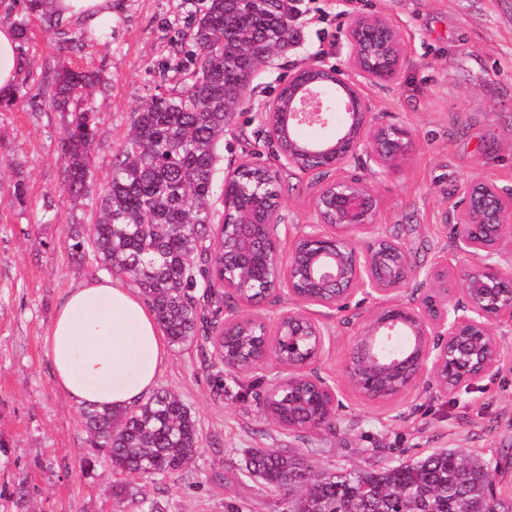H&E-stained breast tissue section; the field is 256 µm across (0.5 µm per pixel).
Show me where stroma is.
Instances as JSON below:
<instances>
[{
    "instance_id": "1",
    "label": "stroma",
    "mask_w": 512,
    "mask_h": 512,
    "mask_svg": "<svg viewBox=\"0 0 512 512\" xmlns=\"http://www.w3.org/2000/svg\"><path fill=\"white\" fill-rule=\"evenodd\" d=\"M339 2L300 0V37L255 72L217 146L216 182L253 153L277 164L262 106L293 71L315 58L348 68L349 18ZM26 4L0 0V22L28 29L12 103L0 108V512H128L113 494L118 476L108 461L89 458L81 408L55 386L45 350L65 292L105 275L94 257L80 266L71 257L72 227L93 224L94 201L64 190L65 117L50 106V85L64 67L105 78L82 96L98 112L90 167L103 183L134 111L185 87L175 43L191 6L117 0L101 37ZM355 12L387 18L407 55L395 84L367 91L378 122L403 123L414 137L401 167L380 169L365 156L358 163L382 200L380 230L405 243L419 271L443 257L464 272L473 259L457 249L447 220L457 185L512 187V0H355ZM316 189L315 174L283 170L289 236L316 223ZM381 304L359 293L340 310L311 307L330 337L313 369L340 401L316 431H288L269 418L263 401L282 373L275 361L238 373L206 337L169 347L158 384L190 409L201 451L188 468L146 484V498L159 512H288L287 496L248 472L255 448L308 459L319 471L380 469L455 448L496 462L492 485L512 497V322L493 328L505 354L496 379L444 394L425 378L412 393L369 400L351 386L346 364L361 323Z\"/></svg>"
}]
</instances>
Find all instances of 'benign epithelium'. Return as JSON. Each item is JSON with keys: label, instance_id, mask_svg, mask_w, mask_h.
<instances>
[{"label": "benign epithelium", "instance_id": "1", "mask_svg": "<svg viewBox=\"0 0 512 512\" xmlns=\"http://www.w3.org/2000/svg\"><path fill=\"white\" fill-rule=\"evenodd\" d=\"M350 66L342 70L314 61L288 79V92L263 105L268 139L283 165L321 176L314 197L318 223L295 236L282 259L283 215L279 198L268 201L259 220L249 214L216 225L213 242L224 241V290L258 288L259 299L287 291L293 307L273 324L254 312L257 302L236 299L242 311L224 318L212 337L222 353L232 330L246 322L261 327L259 340L245 356L253 370L270 359L288 371L267 397L301 382L326 402V412L309 416L305 430L325 424L335 412V389L311 367L325 351L326 333L307 311L336 308L362 292L384 305L361 324L346 373L363 397L382 400L415 390L428 373L444 393L496 378L503 348L493 325L512 321V189L479 180L462 182L454 194L450 233L473 266L454 287L455 272L438 259L425 273L419 295L404 302L402 293L418 277L400 238L379 231L381 199L351 171L364 151L380 168L403 164L413 134L404 124L377 123L366 88L395 83L405 49L393 26L381 16L359 17L347 27ZM341 91L345 112L335 116L326 90ZM329 135L311 144L297 136L303 126Z\"/></svg>", "mask_w": 512, "mask_h": 512}]
</instances>
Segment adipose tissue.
<instances>
[{"instance_id": "1", "label": "adipose tissue", "mask_w": 512, "mask_h": 512, "mask_svg": "<svg viewBox=\"0 0 512 512\" xmlns=\"http://www.w3.org/2000/svg\"><path fill=\"white\" fill-rule=\"evenodd\" d=\"M113 0H47L57 18L94 28L112 20ZM21 43L0 24V100L13 97ZM54 381L80 406L126 407L156 387L168 357L164 333L133 288L118 279L68 289L45 339Z\"/></svg>"}]
</instances>
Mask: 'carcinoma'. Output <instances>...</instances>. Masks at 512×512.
Here are the masks:
<instances>
[{"mask_svg":"<svg viewBox=\"0 0 512 512\" xmlns=\"http://www.w3.org/2000/svg\"><path fill=\"white\" fill-rule=\"evenodd\" d=\"M189 42L181 52L193 65L179 96L155 95L133 112L130 134L104 184L93 186L88 165L98 117L69 111L75 92L101 83L96 72L63 68L50 89L51 105L66 112L62 147L66 186L73 197L95 199L94 257L108 273L129 277L178 348L192 344L205 321L198 288L218 296L224 254L209 251L216 223V148L256 68L298 38L296 0H193ZM244 169L230 192V211L257 210L256 197L279 194ZM200 257L203 266L194 267ZM274 411L302 420L295 389L275 397ZM90 448L103 451L124 481L115 495L134 509L137 482L185 469L199 453L197 422L174 393L160 389L131 407H87L82 413ZM248 462L270 490L288 496L292 512H512V500L491 491L490 463L456 449L383 470L317 472L307 460L263 448Z\"/></svg>","mask_w":512,"mask_h":512,"instance_id":"1","label":"carcinoma"}]
</instances>
